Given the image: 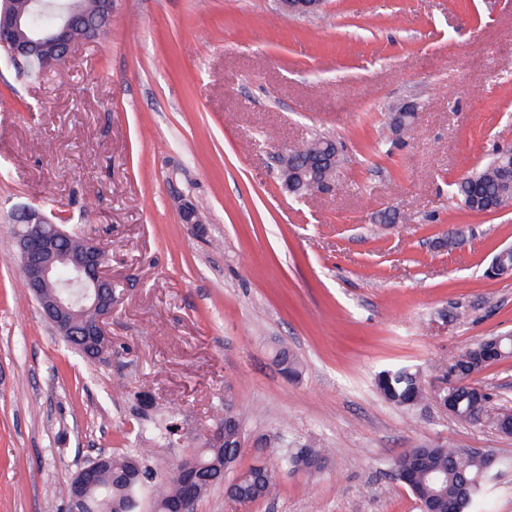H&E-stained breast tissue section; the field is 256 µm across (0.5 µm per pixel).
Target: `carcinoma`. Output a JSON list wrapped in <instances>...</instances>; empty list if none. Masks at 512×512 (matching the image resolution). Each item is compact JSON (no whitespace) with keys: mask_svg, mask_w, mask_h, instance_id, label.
I'll return each instance as SVG.
<instances>
[{"mask_svg":"<svg viewBox=\"0 0 512 512\" xmlns=\"http://www.w3.org/2000/svg\"><path fill=\"white\" fill-rule=\"evenodd\" d=\"M327 138L315 136L310 147L300 156L299 166L325 154ZM341 157L321 167L320 177L326 182L340 181ZM451 194L468 210L476 213L493 211L498 202L512 195V157L495 149L489 160L469 171L463 178L450 184ZM512 340L507 334L489 336L468 347L457 356L434 366V372L443 378L455 374L464 383L453 387L459 420L470 422L487 413L486 404L492 395L481 396L465 379L478 374L494 364L495 349L508 350ZM274 361L282 374L295 378L300 373V363L287 349H279ZM376 387L383 397L400 407H411L427 398L421 375L405 367L383 370L376 377ZM136 437L142 440L161 441L174 433L175 427L158 425L140 413ZM240 415L224 416V423L216 441H208L196 452L197 463L205 475L197 497H202L212 486L225 483L227 498L240 505L271 499L277 493L276 469L286 467L293 471H317L325 460L320 449L304 445L297 451H288L278 443H269L266 455L267 468L260 472L254 466L233 470L240 454ZM110 466L97 480L85 488L88 512H135L137 492L153 479V471L134 453L110 456ZM492 460L481 454H466L451 444L438 448H411L393 462V477L405 485L420 504L421 512H430L438 501L448 506V512H493L490 501L483 496V489L490 478ZM233 477L224 481L226 473ZM180 488L174 477L159 483L155 489L154 512H166L178 496Z\"/></svg>","mask_w":512,"mask_h":512,"instance_id":"1","label":"carcinoma"}]
</instances>
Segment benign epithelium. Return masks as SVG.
Returning <instances> with one entry per match:
<instances>
[{"label":"benign epithelium","mask_w":512,"mask_h":512,"mask_svg":"<svg viewBox=\"0 0 512 512\" xmlns=\"http://www.w3.org/2000/svg\"><path fill=\"white\" fill-rule=\"evenodd\" d=\"M27 4L34 11L55 13V28L30 29L29 15L15 8V0H0V47L7 48L15 62L39 56L46 64L56 65L66 61L81 43L74 36L75 28L84 29L88 41L98 39L101 25L112 18L114 0H99L96 16L77 9L74 0H27ZM281 4L291 13L305 15L319 9L322 0H281ZM16 223L22 225L16 243L23 287L41 300L42 313L58 335L86 337V343L80 347L82 353L92 361L103 358L111 343L107 321L112 316V278L105 270L102 250L88 239L81 255H67L62 242L69 233L35 208L18 213ZM47 288H57L59 292L45 298L43 292ZM88 302L98 308V314L85 324L78 318V310ZM100 463L96 459L74 476L71 493L94 477ZM196 475L197 462L191 454L179 463L176 476L190 485Z\"/></svg>","instance_id":"7a95c632"}]
</instances>
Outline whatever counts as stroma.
Returning <instances> with one entry per match:
<instances>
[{"mask_svg": "<svg viewBox=\"0 0 512 512\" xmlns=\"http://www.w3.org/2000/svg\"><path fill=\"white\" fill-rule=\"evenodd\" d=\"M406 102L419 119L398 139L388 112ZM315 134L342 146L343 186L300 199L273 154ZM507 146L512 0H325L309 16L115 0L108 38L41 78L0 56V512H68L101 452H142L168 476L228 406L238 468L266 439L330 453L311 474L278 470L274 500L242 506L217 484L194 512H420L391 465L448 441L494 455V512H512V435L449 415L431 370L512 332V276L484 274L512 245V207L477 214L449 194ZM23 206L102 248L107 357L76 353L22 288ZM281 345L298 378L275 365ZM396 365L420 371L426 404L377 391ZM477 381L512 411V359ZM143 396L177 424L169 442L136 438Z\"/></svg>", "mask_w": 512, "mask_h": 512, "instance_id": "stroma-1", "label": "stroma"}]
</instances>
